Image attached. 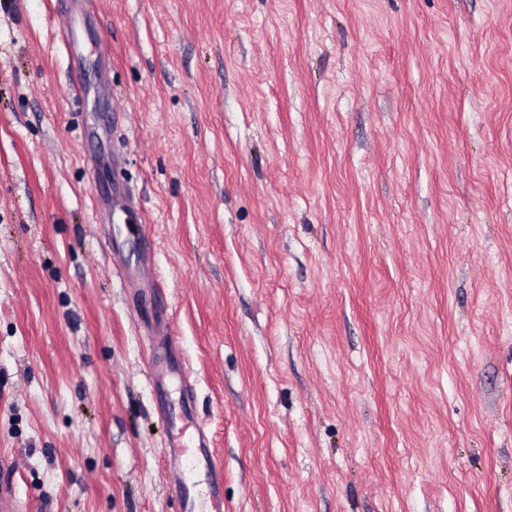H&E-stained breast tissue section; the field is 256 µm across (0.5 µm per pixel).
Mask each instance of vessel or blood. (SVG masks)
<instances>
[{
  "label": "vessel or blood",
  "instance_id": "vessel-or-blood-1",
  "mask_svg": "<svg viewBox=\"0 0 512 512\" xmlns=\"http://www.w3.org/2000/svg\"><path fill=\"white\" fill-rule=\"evenodd\" d=\"M171 434L166 446L169 456L190 460L193 467L204 470L209 476L208 499L212 506H219L223 488V469L211 454L203 429L194 420L189 405L174 409L162 406ZM11 464L8 458L0 459V512H16L13 494Z\"/></svg>",
  "mask_w": 512,
  "mask_h": 512
}]
</instances>
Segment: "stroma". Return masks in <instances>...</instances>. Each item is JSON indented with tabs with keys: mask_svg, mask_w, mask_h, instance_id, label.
Wrapping results in <instances>:
<instances>
[{
	"mask_svg": "<svg viewBox=\"0 0 512 512\" xmlns=\"http://www.w3.org/2000/svg\"><path fill=\"white\" fill-rule=\"evenodd\" d=\"M170 362L224 512H512V0H0L20 512H181ZM151 372L158 379V396L161 411L168 420L171 434L166 446V453L177 459H189L193 467L208 473V500L212 508L220 509V493L223 488L222 466L211 454L203 429L194 420L188 402L179 410L171 408L165 402L164 387L170 378L185 382V370L180 365L158 367L152 365Z\"/></svg>",
	"mask_w": 512,
	"mask_h": 512,
	"instance_id": "obj_1",
	"label": "stroma"
}]
</instances>
